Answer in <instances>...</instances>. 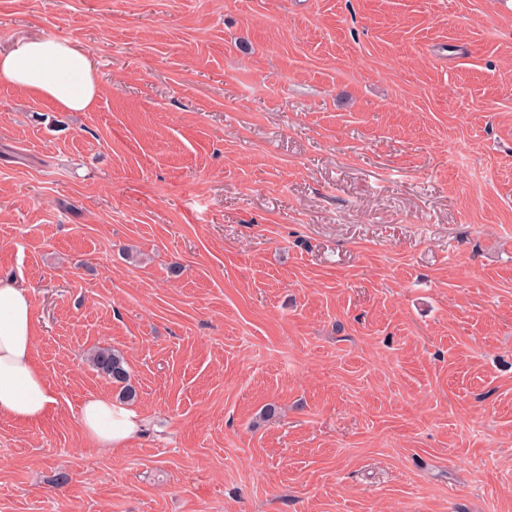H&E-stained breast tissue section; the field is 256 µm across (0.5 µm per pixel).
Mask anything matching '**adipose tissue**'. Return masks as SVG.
<instances>
[{
	"mask_svg": "<svg viewBox=\"0 0 512 512\" xmlns=\"http://www.w3.org/2000/svg\"><path fill=\"white\" fill-rule=\"evenodd\" d=\"M0 85L23 90L64 112L91 111L100 96L97 64L74 40L39 36L0 52ZM55 392L34 358L33 307L27 288L0 280V417L35 424L55 407ZM86 440L123 447L144 423L127 406L91 395L80 404Z\"/></svg>",
	"mask_w": 512,
	"mask_h": 512,
	"instance_id": "ef3b65f1",
	"label": "adipose tissue"
}]
</instances>
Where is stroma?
Returning <instances> with one entry per match:
<instances>
[{"instance_id":"obj_1","label":"stroma","mask_w":512,"mask_h":512,"mask_svg":"<svg viewBox=\"0 0 512 512\" xmlns=\"http://www.w3.org/2000/svg\"><path fill=\"white\" fill-rule=\"evenodd\" d=\"M42 35L101 93L0 86L58 399L0 417V512H512V0H0V50ZM87 361L95 370L107 376L112 382L124 384L121 388L123 399H133L135 389L128 384L129 373L123 355L110 347H95L90 350ZM79 417L86 440L96 448H122L144 426L143 419L127 406L96 395L83 399Z\"/></svg>"}]
</instances>
